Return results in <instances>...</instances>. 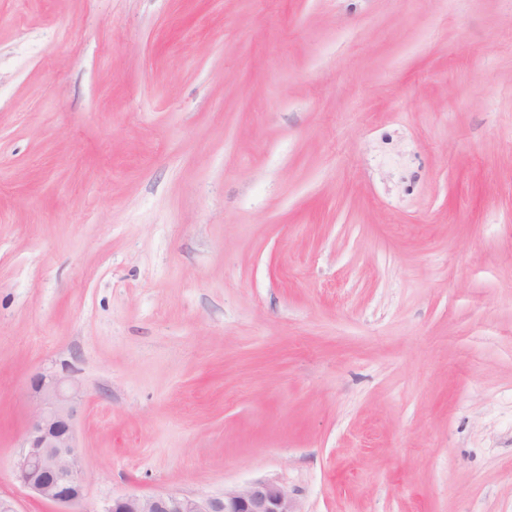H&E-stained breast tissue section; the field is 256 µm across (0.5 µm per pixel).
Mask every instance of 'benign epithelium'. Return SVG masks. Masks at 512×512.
Wrapping results in <instances>:
<instances>
[{
  "instance_id": "benign-epithelium-1",
  "label": "benign epithelium",
  "mask_w": 512,
  "mask_h": 512,
  "mask_svg": "<svg viewBox=\"0 0 512 512\" xmlns=\"http://www.w3.org/2000/svg\"><path fill=\"white\" fill-rule=\"evenodd\" d=\"M30 393L34 411L16 478L24 488L57 505L58 512H89L81 508L88 491L75 430L80 387L64 372L43 371L31 378ZM99 512H296V507L285 487L259 480L242 490L206 498L177 491L118 495Z\"/></svg>"
}]
</instances>
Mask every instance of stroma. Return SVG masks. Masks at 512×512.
Segmentation results:
<instances>
[{"label": "stroma", "instance_id": "stroma-1", "mask_svg": "<svg viewBox=\"0 0 512 512\" xmlns=\"http://www.w3.org/2000/svg\"><path fill=\"white\" fill-rule=\"evenodd\" d=\"M68 369L88 505L512 512V0H0V494Z\"/></svg>", "mask_w": 512, "mask_h": 512}]
</instances>
